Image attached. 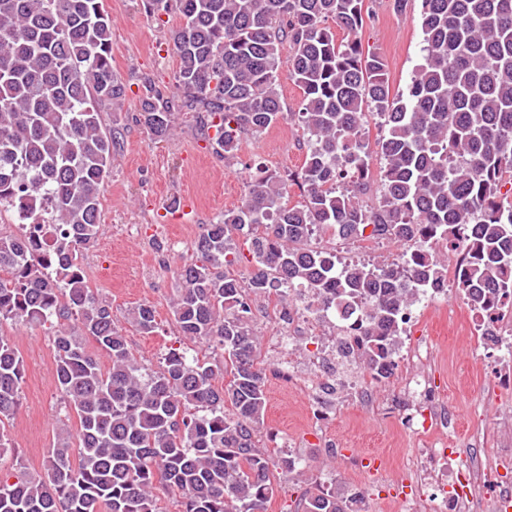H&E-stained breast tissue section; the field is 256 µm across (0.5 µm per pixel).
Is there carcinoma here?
I'll return each instance as SVG.
<instances>
[{
    "label": "carcinoma",
    "instance_id": "obj_1",
    "mask_svg": "<svg viewBox=\"0 0 512 512\" xmlns=\"http://www.w3.org/2000/svg\"><path fill=\"white\" fill-rule=\"evenodd\" d=\"M177 10L169 39L179 59L170 94L147 79L136 121L172 135L176 112H195L229 154L241 134L283 113L281 50L302 90L291 118L307 153L300 171L252 179L240 206L206 225L172 302L182 336L214 342L222 359L170 350L156 368L139 361L112 319V304L83 279L79 254L101 230V191L117 128L101 106L125 87L112 72V18L102 0H0V209L42 234L0 233V460L14 448L23 362L3 324L56 318L55 383L78 417L77 447L62 429L32 478L0 465V512H266L273 472L297 471L259 445L267 406L254 300L306 291L330 327L354 317L343 354L390 373L401 315L448 284L440 259L459 264L456 288L485 310L512 295V0H421L422 62L407 95L391 91L387 65L358 38L366 0H146ZM343 32L337 39L334 29ZM383 119L376 144L380 188L365 205L367 114ZM303 202L288 204V187ZM245 237L253 270L238 279L232 235ZM386 239L404 247L379 264L342 262L313 246ZM98 350H86L68 321ZM129 321L157 329L141 303ZM231 406L232 413L224 411ZM352 494L316 486L302 512H351Z\"/></svg>",
    "mask_w": 512,
    "mask_h": 512
}]
</instances>
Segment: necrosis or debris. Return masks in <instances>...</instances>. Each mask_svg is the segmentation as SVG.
<instances>
[{
    "label": "necrosis or debris",
    "instance_id": "1",
    "mask_svg": "<svg viewBox=\"0 0 512 512\" xmlns=\"http://www.w3.org/2000/svg\"><path fill=\"white\" fill-rule=\"evenodd\" d=\"M266 315L275 321H285L288 333L272 339L277 363H285L288 353L308 338L318 339L322 352L319 357L309 360L310 379L294 380L293 385L301 391L312 418L323 422L336 415L335 398L339 390L356 386L357 401L362 409L373 407L371 396L375 376L361 375L359 369L343 364L338 356L340 344L355 331L351 323L341 324L331 335L317 336L314 323L319 315L312 311L307 299L298 298L285 305L270 302ZM404 396L429 405L430 411L421 424L418 434L422 441L415 458L423 478L420 492L409 498L405 512H420L425 494L438 492L442 495L443 512H512V483L494 480L492 470L480 454L457 460L441 440L435 439V430L451 425L453 412L432 391L425 377L405 379L400 387Z\"/></svg>",
    "mask_w": 512,
    "mask_h": 512
}]
</instances>
